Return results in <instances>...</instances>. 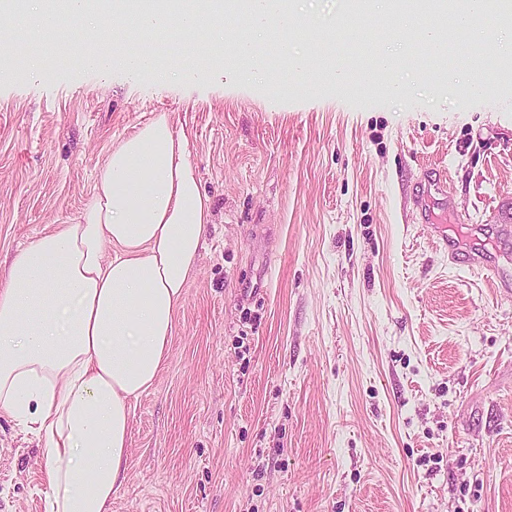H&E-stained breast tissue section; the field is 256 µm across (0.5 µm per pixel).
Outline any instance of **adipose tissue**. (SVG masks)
<instances>
[{"label": "adipose tissue", "instance_id": "adipose-tissue-1", "mask_svg": "<svg viewBox=\"0 0 512 512\" xmlns=\"http://www.w3.org/2000/svg\"><path fill=\"white\" fill-rule=\"evenodd\" d=\"M439 43L443 17L479 12L512 67V0H350ZM212 205L167 113L115 143L74 223L20 250L0 274V410L45 450V512H108L126 473L133 402L168 357Z\"/></svg>", "mask_w": 512, "mask_h": 512}]
</instances>
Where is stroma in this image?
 <instances>
[{
  "label": "stroma",
  "instance_id": "stroma-1",
  "mask_svg": "<svg viewBox=\"0 0 512 512\" xmlns=\"http://www.w3.org/2000/svg\"><path fill=\"white\" fill-rule=\"evenodd\" d=\"M301 39L254 45L265 79L170 84L90 70L92 31L12 21L44 72L0 71V272L78 217L113 140L168 113L212 198L168 359L135 402L110 512H512V294L453 263L412 190L448 176L467 251L512 278V77L485 24L406 46L345 0H299ZM172 65L209 30L163 33ZM307 61L313 91L289 57ZM44 450L0 411V512H43Z\"/></svg>",
  "mask_w": 512,
  "mask_h": 512
}]
</instances>
